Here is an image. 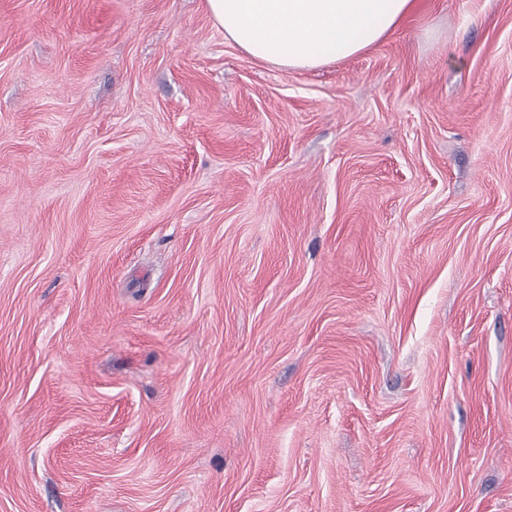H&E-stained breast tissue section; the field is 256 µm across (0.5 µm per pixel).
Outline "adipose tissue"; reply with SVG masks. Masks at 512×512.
Returning <instances> with one entry per match:
<instances>
[{
    "instance_id": "ef3b65f1",
    "label": "adipose tissue",
    "mask_w": 512,
    "mask_h": 512,
    "mask_svg": "<svg viewBox=\"0 0 512 512\" xmlns=\"http://www.w3.org/2000/svg\"><path fill=\"white\" fill-rule=\"evenodd\" d=\"M225 39L252 58L310 69L357 55L415 9V0H206Z\"/></svg>"
}]
</instances>
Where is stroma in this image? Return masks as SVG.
Here are the masks:
<instances>
[{
	"instance_id": "stroma-1",
	"label": "stroma",
	"mask_w": 512,
	"mask_h": 512,
	"mask_svg": "<svg viewBox=\"0 0 512 512\" xmlns=\"http://www.w3.org/2000/svg\"><path fill=\"white\" fill-rule=\"evenodd\" d=\"M0 512H512V0H0ZM416 0H206L224 38L257 60L310 69L381 41Z\"/></svg>"
}]
</instances>
